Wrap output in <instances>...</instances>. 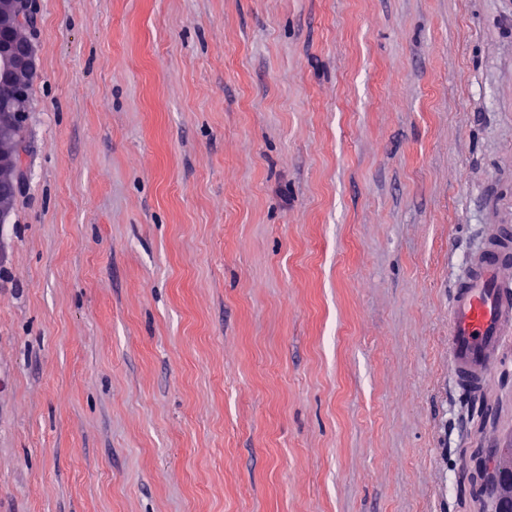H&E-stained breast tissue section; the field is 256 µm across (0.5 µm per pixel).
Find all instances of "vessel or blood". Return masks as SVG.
I'll return each mask as SVG.
<instances>
[{
	"instance_id": "obj_1",
	"label": "vessel or blood",
	"mask_w": 512,
	"mask_h": 512,
	"mask_svg": "<svg viewBox=\"0 0 512 512\" xmlns=\"http://www.w3.org/2000/svg\"><path fill=\"white\" fill-rule=\"evenodd\" d=\"M512 226L495 225L448 298V365L459 386L483 388L512 341Z\"/></svg>"
}]
</instances>
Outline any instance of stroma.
<instances>
[{"label":"stroma","instance_id":"35a3bbf8","mask_svg":"<svg viewBox=\"0 0 512 512\" xmlns=\"http://www.w3.org/2000/svg\"><path fill=\"white\" fill-rule=\"evenodd\" d=\"M0 224V512H494L512 348L448 295L512 225V0H39ZM512 226L495 224L448 298V365L457 385L483 388L512 335Z\"/></svg>","mask_w":512,"mask_h":512}]
</instances>
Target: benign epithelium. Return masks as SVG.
I'll return each mask as SVG.
<instances>
[{
    "mask_svg": "<svg viewBox=\"0 0 512 512\" xmlns=\"http://www.w3.org/2000/svg\"><path fill=\"white\" fill-rule=\"evenodd\" d=\"M34 10V0H0V221L9 215L20 184L17 150L23 130L16 119L28 111L23 87L37 70L36 48L24 18ZM486 456L499 460L496 484L512 488V457L499 459L495 448Z\"/></svg>",
    "mask_w": 512,
    "mask_h": 512,
    "instance_id": "1",
    "label": "benign epithelium"
}]
</instances>
